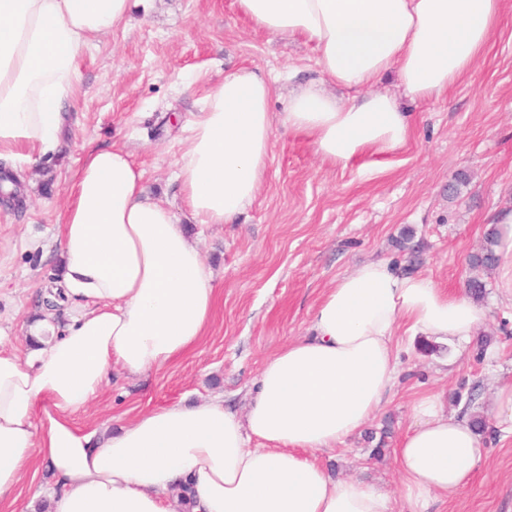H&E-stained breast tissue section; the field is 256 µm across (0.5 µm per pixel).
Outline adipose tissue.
Returning a JSON list of instances; mask_svg holds the SVG:
<instances>
[{
	"instance_id": "ef3b65f1",
	"label": "adipose tissue",
	"mask_w": 512,
	"mask_h": 512,
	"mask_svg": "<svg viewBox=\"0 0 512 512\" xmlns=\"http://www.w3.org/2000/svg\"><path fill=\"white\" fill-rule=\"evenodd\" d=\"M255 28L312 44L320 80L300 86L282 117L274 88L242 67L212 87L175 160L194 223L231 224L256 196L276 124L303 135L336 166L403 147L411 134L395 77L414 99L447 94L494 41L505 0H235ZM130 0H0V161L36 163L55 152L82 54L129 20ZM345 89L347 97L336 96ZM497 287L512 299V209L496 212ZM59 282L75 305L58 330L30 325L26 357L0 350V502L46 464L60 492L47 512H392L389 497L336 480L316 451L344 443L395 386L392 340L469 339L487 311L420 273L371 261L317 303L313 333L264 364L246 415L211 399L148 411L118 431L72 420L103 391L112 364L163 369L206 336L216 291L199 242L151 198L122 145L86 153L61 215ZM486 456L470 417L418 398L394 450L410 512L462 491Z\"/></svg>"
}]
</instances>
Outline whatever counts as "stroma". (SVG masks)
I'll use <instances>...</instances> for the list:
<instances>
[{"label":"stroma","instance_id":"35a3bbf8","mask_svg":"<svg viewBox=\"0 0 512 512\" xmlns=\"http://www.w3.org/2000/svg\"><path fill=\"white\" fill-rule=\"evenodd\" d=\"M240 66L273 80L277 115L292 87L319 76L311 44L257 31L235 0H153L147 11L134 0L129 25L86 50L59 150L15 169L16 196L0 195V345L19 355L44 316L42 288L58 278L59 218L85 148L126 145L147 192L180 212L212 273L217 304L203 342L157 372L113 368L103 394L74 417L83 430L115 431L144 412L214 397L245 412L265 361L311 335L313 308L339 278L383 261L465 290L468 259L492 215L512 209V0L492 46L448 94L400 95L412 117L404 147L332 169L306 138L276 126L264 181L239 221L201 226L183 214L174 180L181 126L207 89ZM481 278L488 319L471 340L437 342L427 353L422 338L397 334L401 373L383 408L345 444L315 454L333 478L385 492L393 512L407 508L394 450L415 401L439 393L446 413L483 414L512 381V301L499 295L496 273ZM485 444L470 485L430 512H512V437L492 434Z\"/></svg>","mask_w":512,"mask_h":512}]
</instances>
